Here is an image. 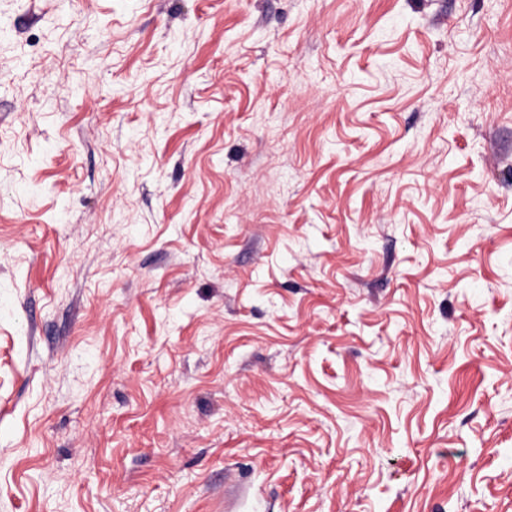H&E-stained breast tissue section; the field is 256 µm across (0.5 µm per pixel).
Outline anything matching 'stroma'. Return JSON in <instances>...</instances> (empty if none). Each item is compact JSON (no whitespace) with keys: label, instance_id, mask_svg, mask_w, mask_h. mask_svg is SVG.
I'll return each mask as SVG.
<instances>
[{"label":"stroma","instance_id":"stroma-1","mask_svg":"<svg viewBox=\"0 0 512 512\" xmlns=\"http://www.w3.org/2000/svg\"><path fill=\"white\" fill-rule=\"evenodd\" d=\"M0 512H512V0H0Z\"/></svg>","mask_w":512,"mask_h":512}]
</instances>
